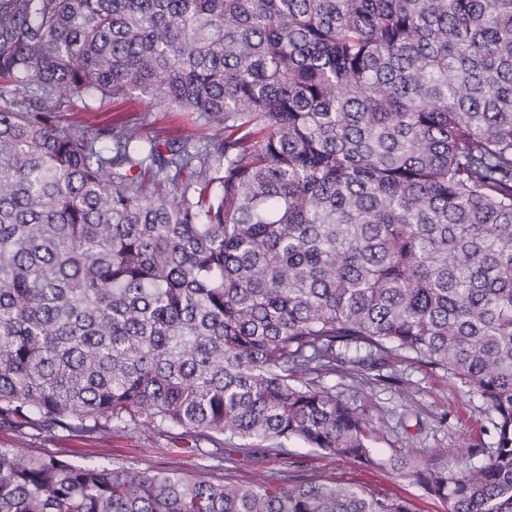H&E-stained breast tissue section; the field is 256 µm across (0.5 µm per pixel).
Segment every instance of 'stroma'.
<instances>
[{"label":"stroma","mask_w":512,"mask_h":512,"mask_svg":"<svg viewBox=\"0 0 512 512\" xmlns=\"http://www.w3.org/2000/svg\"><path fill=\"white\" fill-rule=\"evenodd\" d=\"M132 115L140 116L141 133L149 139L199 143L205 141L208 134L196 114L164 111L153 107L147 98L136 93L114 101L75 102L73 107L61 113L59 121L64 126L79 123L100 128L109 125L112 119ZM391 369L408 380L426 420L420 428L403 420L397 391L384 385L376 388L365 407L376 427L373 446L380 455L389 456L393 449L408 444L422 454L468 444H490V413L480 398L467 392L456 379L444 371L404 360L392 363ZM21 443L30 452L68 455L77 463L93 460L109 464L117 461L140 468L162 466L189 475L203 471L200 459L181 453L180 442L173 437L145 438L126 430H116L107 441L101 442L93 438H72L63 432L32 429L26 438L21 439L12 428L0 427V448H14ZM234 471L236 480L241 482L280 471L323 475L343 482L389 489L409 499L415 512H444L442 503L429 496L413 479L399 477L387 469H362L300 445L289 448L284 457L240 459L235 462Z\"/></svg>","instance_id":"35a3bbf8"}]
</instances>
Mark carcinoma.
<instances>
[{
	"instance_id": "cac0c4a2",
	"label": "carcinoma",
	"mask_w": 512,
	"mask_h": 512,
	"mask_svg": "<svg viewBox=\"0 0 512 512\" xmlns=\"http://www.w3.org/2000/svg\"><path fill=\"white\" fill-rule=\"evenodd\" d=\"M138 92L206 141L66 100ZM451 374L479 466L359 399ZM176 434L225 460L300 442L512 512V0H0V426ZM241 443H234V439ZM0 512H412L386 489L212 480L0 448ZM87 104L89 108L84 109L85 104L74 98V107L60 113V125L79 123L100 128L112 123L113 118L137 115L141 117L144 138L199 143L205 141L210 133L196 114L164 112V109L153 107L147 98L138 93L114 101H87ZM390 368L384 373L395 371L408 380L415 401L428 418L421 430L413 426L414 419L404 422L401 399L394 387L376 388L365 407L377 429L373 447L380 455L387 457L393 448L404 447L407 442L415 451L426 454L468 444L487 446L493 441L488 435L493 416L477 395L467 392L452 376L404 360L392 363ZM440 417L447 422L439 423Z\"/></svg>"
}]
</instances>
